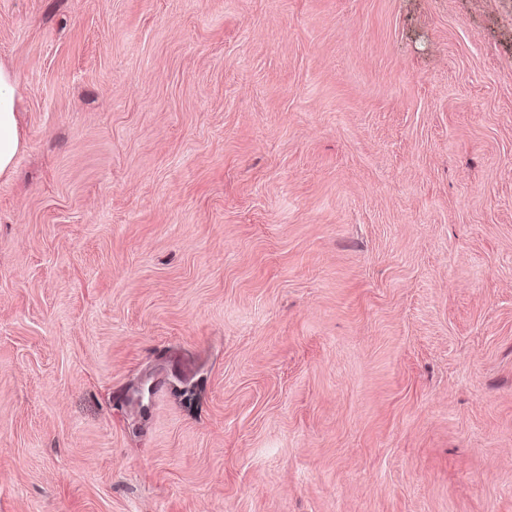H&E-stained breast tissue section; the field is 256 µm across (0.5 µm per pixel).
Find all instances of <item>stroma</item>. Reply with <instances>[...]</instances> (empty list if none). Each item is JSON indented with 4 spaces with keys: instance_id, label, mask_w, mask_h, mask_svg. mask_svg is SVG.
Here are the masks:
<instances>
[{
    "instance_id": "obj_1",
    "label": "stroma",
    "mask_w": 512,
    "mask_h": 512,
    "mask_svg": "<svg viewBox=\"0 0 512 512\" xmlns=\"http://www.w3.org/2000/svg\"><path fill=\"white\" fill-rule=\"evenodd\" d=\"M0 512H512V0H0ZM16 81L14 71L0 62V176L12 171L24 146L15 100Z\"/></svg>"
}]
</instances>
